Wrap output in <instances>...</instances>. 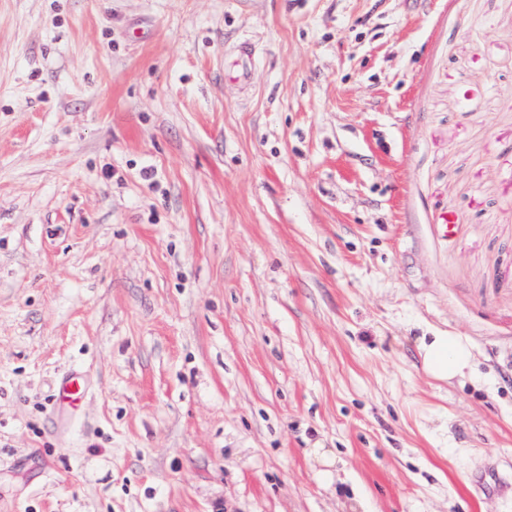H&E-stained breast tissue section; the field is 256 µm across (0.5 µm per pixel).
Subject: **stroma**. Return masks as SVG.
Masks as SVG:
<instances>
[{"label": "stroma", "mask_w": 512, "mask_h": 512, "mask_svg": "<svg viewBox=\"0 0 512 512\" xmlns=\"http://www.w3.org/2000/svg\"><path fill=\"white\" fill-rule=\"evenodd\" d=\"M0 512H512V0H0ZM418 348L426 372L434 379L448 381L471 369L472 354L461 336H423ZM87 381L83 373L71 372L55 386L50 399V415L54 416L62 409H77L87 394Z\"/></svg>", "instance_id": "obj_1"}]
</instances>
